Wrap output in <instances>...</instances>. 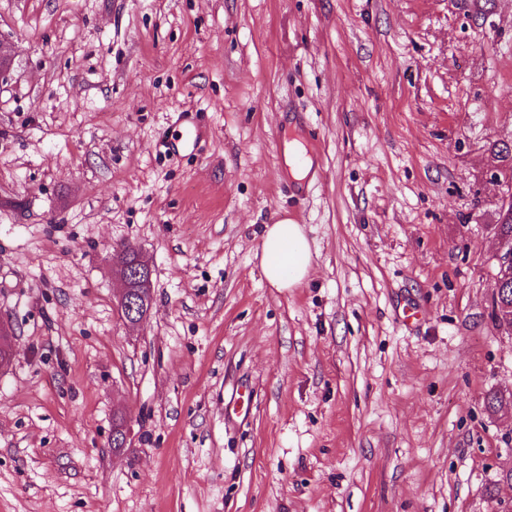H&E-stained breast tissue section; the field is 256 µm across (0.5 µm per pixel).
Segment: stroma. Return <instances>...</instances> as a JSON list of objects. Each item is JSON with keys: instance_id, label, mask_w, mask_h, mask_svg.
Returning a JSON list of instances; mask_svg holds the SVG:
<instances>
[{"instance_id": "35a3bbf8", "label": "stroma", "mask_w": 512, "mask_h": 512, "mask_svg": "<svg viewBox=\"0 0 512 512\" xmlns=\"http://www.w3.org/2000/svg\"><path fill=\"white\" fill-rule=\"evenodd\" d=\"M0 41V512L512 497V407L485 408L512 395L489 317L512 0H0ZM185 111L206 135L166 151ZM313 137L299 199L284 148ZM284 218L313 264L277 289L256 254ZM124 242L152 270L138 325ZM141 275V268H133L130 269L128 267L125 268V289L119 296V303L126 320H133L137 323L142 322L149 311L145 312L143 308L140 306V302L129 293L128 290V282L131 279L137 278Z\"/></svg>"}]
</instances>
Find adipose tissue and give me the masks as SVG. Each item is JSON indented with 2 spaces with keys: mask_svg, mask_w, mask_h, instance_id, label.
Listing matches in <instances>:
<instances>
[{
  "mask_svg": "<svg viewBox=\"0 0 512 512\" xmlns=\"http://www.w3.org/2000/svg\"><path fill=\"white\" fill-rule=\"evenodd\" d=\"M260 251L261 269L272 287H294L310 273L311 250L299 224L283 219L266 225Z\"/></svg>",
  "mask_w": 512,
  "mask_h": 512,
  "instance_id": "adipose-tissue-1",
  "label": "adipose tissue"
}]
</instances>
